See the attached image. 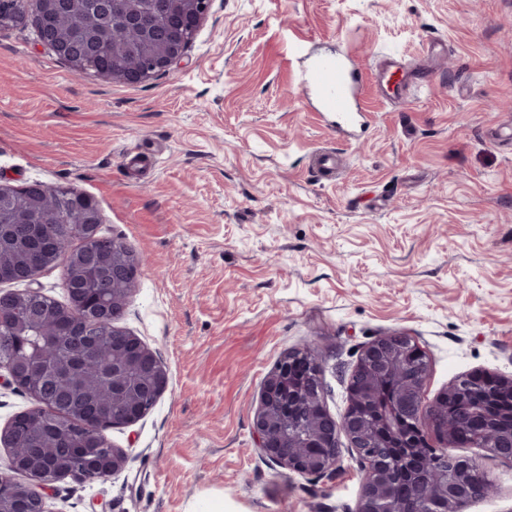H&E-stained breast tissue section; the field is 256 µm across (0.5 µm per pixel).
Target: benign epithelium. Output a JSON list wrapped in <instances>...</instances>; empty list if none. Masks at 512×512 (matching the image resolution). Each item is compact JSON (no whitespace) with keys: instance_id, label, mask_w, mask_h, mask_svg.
Wrapping results in <instances>:
<instances>
[{"instance_id":"obj_1","label":"benign epithelium","mask_w":512,"mask_h":512,"mask_svg":"<svg viewBox=\"0 0 512 512\" xmlns=\"http://www.w3.org/2000/svg\"><path fill=\"white\" fill-rule=\"evenodd\" d=\"M211 0H180L181 11L191 18L192 23L200 25L205 18ZM40 42L62 58L73 70H82L84 62L71 54L70 43L52 39L40 33ZM186 47L180 42L166 44L165 50L151 57L142 66L129 67L120 71H105L100 77L113 83L137 85L146 82L160 72L167 70L185 53ZM88 232L81 247L76 252L80 268L90 273L92 267L86 259L96 251L99 240L98 225H87ZM112 282L126 281L133 284L135 273L141 265L140 258L129 253L124 259L119 255L112 258ZM112 335V341L129 350L125 359L112 362V373L126 375L130 369L138 368L150 377L149 390L152 400H158L169 385V374L156 354L133 333L115 325L104 328L95 323L86 325L83 340H75L64 357L46 366L41 376L31 377L26 392L42 402L43 410L54 415L58 422L69 425L70 418L56 413L48 404V387L60 380L69 382L72 389L80 388V367L89 356L95 353V339L101 334ZM412 350L418 356L425 357L419 343L410 335L393 332L375 337L361 347L357 362L350 379L363 382L364 395L372 397L377 392L380 378L388 371L398 354ZM304 350H290L277 361L264 380L259 405L252 420L253 434L257 448L281 469L289 473L315 476L332 480L341 467L342 450L356 458L362 470L361 495L355 512H383L384 505L391 500L389 473L379 463L380 449L373 438L367 421L353 411V403H348L344 413L336 418L327 408L324 384L312 387L302 386L299 395L307 401L310 408L320 415L316 428L303 442L298 441L286 431L288 417L278 410L282 395V383L288 372V366L296 354ZM429 373L409 381L398 389L393 403L386 412L388 424L394 419L407 415L414 423L408 451L413 461L411 470L417 492L399 510L400 512H464L474 501L488 495L472 485V474L482 471L479 461L473 457L459 455L456 448L460 437L457 427L448 416V400L460 390H471L487 382L496 396L512 397V377L485 374L478 378L472 374L463 375L456 380L434 401L425 405V391ZM346 444H341V440ZM479 448L492 457L512 464V425L499 432L490 441H480ZM125 468L124 453L112 449L110 456L102 465V471L89 474L81 470L71 472H53L45 476L38 474L28 481L4 490L0 484V502L10 496L31 497L40 504L39 512H45L43 490L59 476L75 479L99 480L121 473Z\"/></svg>"}]
</instances>
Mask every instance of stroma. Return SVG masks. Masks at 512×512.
<instances>
[{
    "mask_svg": "<svg viewBox=\"0 0 512 512\" xmlns=\"http://www.w3.org/2000/svg\"><path fill=\"white\" fill-rule=\"evenodd\" d=\"M321 52L368 72L394 57L417 84L368 86L371 123L346 140L301 96ZM327 149L341 164L317 171ZM0 180L94 197L141 259L117 325L169 373L105 431L124 471L50 483L48 512H355V458L327 482L255 445L263 382L294 348L321 360L336 417L358 349L390 332L424 346L426 402L512 375V0H211L182 58L136 86L0 30ZM467 453L494 492L466 512H512V465Z\"/></svg>",
    "mask_w": 512,
    "mask_h": 512,
    "instance_id": "stroma-1",
    "label": "stroma"
}]
</instances>
